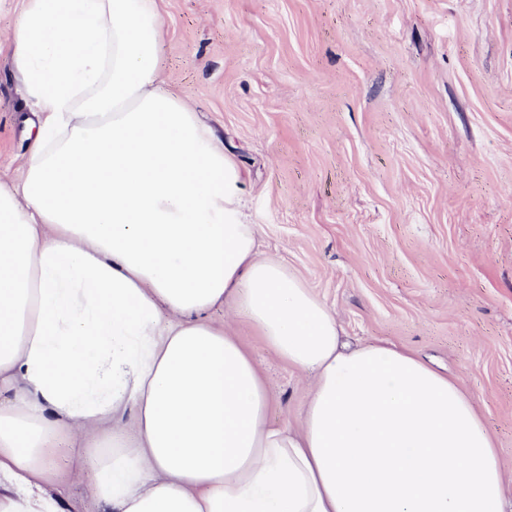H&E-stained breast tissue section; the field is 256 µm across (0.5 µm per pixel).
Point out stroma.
I'll return each instance as SVG.
<instances>
[{
    "mask_svg": "<svg viewBox=\"0 0 512 512\" xmlns=\"http://www.w3.org/2000/svg\"><path fill=\"white\" fill-rule=\"evenodd\" d=\"M162 74L246 171L263 251L347 341L454 374L512 471V0H162ZM34 107L0 52V177ZM298 425L312 375L223 308ZM64 512H105L66 439L47 450Z\"/></svg>",
    "mask_w": 512,
    "mask_h": 512,
    "instance_id": "1",
    "label": "stroma"
}]
</instances>
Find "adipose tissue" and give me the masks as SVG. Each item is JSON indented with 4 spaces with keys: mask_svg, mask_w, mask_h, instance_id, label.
Segmentation results:
<instances>
[{
    "mask_svg": "<svg viewBox=\"0 0 512 512\" xmlns=\"http://www.w3.org/2000/svg\"><path fill=\"white\" fill-rule=\"evenodd\" d=\"M160 2L23 0L12 33L37 121L0 179V512H63L43 489L60 435L108 512H506L459 383L394 344L347 348L261 255L239 163L161 87ZM217 307L313 372L298 426L271 421Z\"/></svg>",
    "mask_w": 512,
    "mask_h": 512,
    "instance_id": "obj_1",
    "label": "adipose tissue"
}]
</instances>
